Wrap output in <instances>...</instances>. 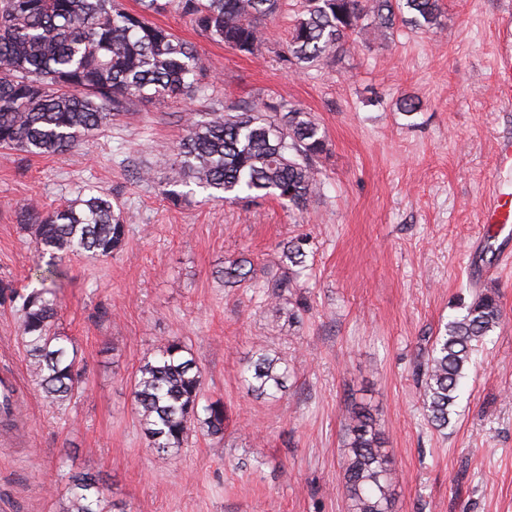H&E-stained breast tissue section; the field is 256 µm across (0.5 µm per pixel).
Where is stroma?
<instances>
[{
	"label": "stroma",
	"instance_id": "35a3bbf8",
	"mask_svg": "<svg viewBox=\"0 0 512 512\" xmlns=\"http://www.w3.org/2000/svg\"><path fill=\"white\" fill-rule=\"evenodd\" d=\"M301 0L270 22L260 53L213 42L175 9L156 24L192 44L199 90L155 98L65 155L0 152V280L41 273L22 206L54 208L89 190L116 199L127 220L112 257L65 263L58 323L75 339L85 392L65 406L35 388L17 314L0 305V369H15L25 428L0 435V512H63L68 477L89 473L110 512H348L345 414L367 405L395 473L393 512H512V265L483 237L498 138L512 109L493 95L497 17L512 0H441L439 25L366 30L336 57L298 71L281 55ZM284 99L322 125L323 193L303 212L261 198L234 204L159 193L188 112H224L244 99ZM418 112L398 109L401 98ZM153 179H139L142 168ZM311 240L297 319L279 316L256 281L287 275L284 243ZM249 255L255 282L216 274ZM499 296L503 320L483 345L447 430L427 422L417 366L460 304ZM179 338L222 401L224 439L196 431L175 455L150 451L132 384L161 340ZM288 362L277 399L240 378L256 351Z\"/></svg>",
	"mask_w": 512,
	"mask_h": 512
}]
</instances>
